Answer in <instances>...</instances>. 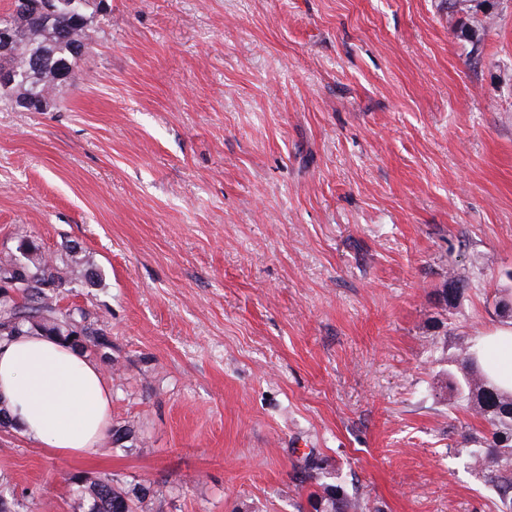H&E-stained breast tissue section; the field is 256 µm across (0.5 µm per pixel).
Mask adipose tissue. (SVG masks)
<instances>
[{"instance_id": "obj_1", "label": "adipose tissue", "mask_w": 512, "mask_h": 512, "mask_svg": "<svg viewBox=\"0 0 512 512\" xmlns=\"http://www.w3.org/2000/svg\"><path fill=\"white\" fill-rule=\"evenodd\" d=\"M474 349L488 379L512 393V325L478 337ZM0 402L28 439L86 457L108 431L112 387L95 360L38 331L0 340Z\"/></svg>"}]
</instances>
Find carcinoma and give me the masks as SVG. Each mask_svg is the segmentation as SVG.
Returning <instances> with one entry per match:
<instances>
[{
  "instance_id": "cac0c4a2",
  "label": "carcinoma",
  "mask_w": 512,
  "mask_h": 512,
  "mask_svg": "<svg viewBox=\"0 0 512 512\" xmlns=\"http://www.w3.org/2000/svg\"><path fill=\"white\" fill-rule=\"evenodd\" d=\"M90 26H77L72 18L63 17L56 27L47 28L40 17H35L20 33L11 49L9 62L21 66L32 52L43 51L48 55L50 67L35 82L37 93L58 88L57 68L69 76L82 55L74 52L72 40L88 38ZM37 253L26 272L27 288L12 298L8 296L16 272L10 257L0 258V339L30 331H41L55 336L89 355H97L110 348L107 333L97 327L90 313L82 307L62 309L57 305V294L69 284L67 272L54 261L38 254V248L29 240H22ZM469 369L463 378L448 382V405L458 402L482 418L487 424L489 438L486 447L470 451L471 465L486 474L498 496L497 512H512V395L498 390L479 367L472 345L460 348ZM163 496L160 486L140 485L123 488L113 478L104 477L79 485L78 508L87 512H144L148 499ZM309 512H367V503L356 494H348L338 484L319 483V489L307 497Z\"/></svg>"
}]
</instances>
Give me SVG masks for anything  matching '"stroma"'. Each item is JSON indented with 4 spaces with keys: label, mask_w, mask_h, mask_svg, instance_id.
I'll use <instances>...</instances> for the list:
<instances>
[{
    "label": "stroma",
    "mask_w": 512,
    "mask_h": 512,
    "mask_svg": "<svg viewBox=\"0 0 512 512\" xmlns=\"http://www.w3.org/2000/svg\"><path fill=\"white\" fill-rule=\"evenodd\" d=\"M57 101L0 103V258L69 266L135 437L2 428L1 489L297 512L329 474L372 512H497L485 423L439 393L512 285V0H107ZM163 494L160 485L123 488L114 478L104 477L79 485L78 509L87 508L82 510L87 512H144L148 498L159 499Z\"/></svg>",
    "instance_id": "1"
}]
</instances>
